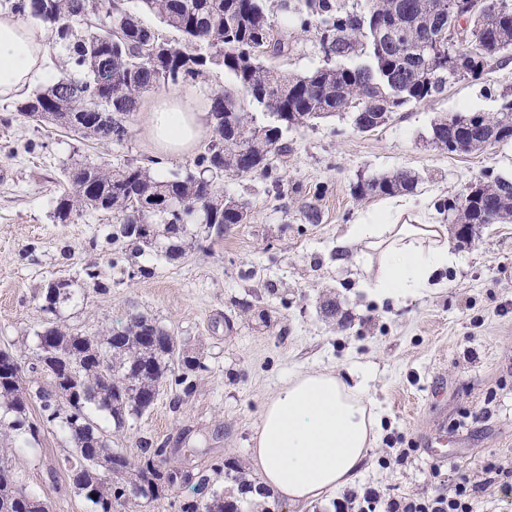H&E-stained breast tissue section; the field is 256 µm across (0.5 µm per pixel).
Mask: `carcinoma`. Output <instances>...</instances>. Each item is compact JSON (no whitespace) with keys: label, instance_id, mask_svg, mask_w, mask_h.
Wrapping results in <instances>:
<instances>
[{"label":"carcinoma","instance_id":"cac0c4a2","mask_svg":"<svg viewBox=\"0 0 512 512\" xmlns=\"http://www.w3.org/2000/svg\"><path fill=\"white\" fill-rule=\"evenodd\" d=\"M131 11L113 0H8L9 9L39 20L51 32L49 48L67 55L71 67L44 89L15 105L18 115L56 124L72 136L99 144H118L144 93L188 85L215 67L232 73L235 84L213 92L209 101L211 136L184 169L169 175L153 171L154 161L114 166L105 158L77 163L64 173L54 217L69 224L89 214L112 216L119 236L137 244L136 253L167 259L185 254L192 227L218 231L249 220L247 206L224 194V174L268 169L270 157L290 151L286 133L336 115L351 114L354 129L370 132L411 104L442 95L451 82L479 80L494 64L512 59V15L494 11L468 20L465 39L428 45V34L448 24L443 0H370L347 7L341 0H299L297 21L314 29L336 63L295 74L271 64L265 47L275 42L288 55V36L274 24L268 0H138ZM156 17L180 39L160 42L142 14ZM266 109L276 122L259 124L248 105ZM112 112V129L96 121L101 108ZM512 141V98L496 115L458 112L432 125L431 142L455 154H469ZM420 176L398 169L360 180V199L414 192ZM448 223L473 234L487 224L512 223V179L483 175L448 201ZM140 224L153 225L152 235ZM95 292L107 288L98 263L83 269ZM71 281L50 280L39 302L42 327L27 365L21 355L0 350V512H47L35 493L19 486L8 467V451L39 441L30 421L39 406L75 445L69 460L74 487L93 512H114L132 489L151 501L165 497L179 482H195L197 498L181 512H242L236 498L209 489L207 476L189 473L167 443L143 441L131 460L110 447L94 417L104 412L116 428L154 405L167 380L193 390L192 377L203 367L199 352L179 343L167 329L132 309L116 327L83 334L60 324L58 308L70 299ZM32 374L29 380L25 373Z\"/></svg>","mask_w":512,"mask_h":512}]
</instances>
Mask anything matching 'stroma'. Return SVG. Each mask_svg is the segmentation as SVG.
<instances>
[{
    "instance_id": "35a3bbf8",
    "label": "stroma",
    "mask_w": 512,
    "mask_h": 512,
    "mask_svg": "<svg viewBox=\"0 0 512 512\" xmlns=\"http://www.w3.org/2000/svg\"><path fill=\"white\" fill-rule=\"evenodd\" d=\"M277 29L291 49L279 66L304 73L325 61L315 31L301 30L281 10ZM512 93V61L481 80H461L430 102L409 105L374 131L354 129L336 116L287 134L291 151L273 158L268 175H225L227 195L247 204L250 219L206 244L186 240L183 257L142 255L108 269L111 288L79 292L62 303L60 322L91 334L117 324L130 308L147 313L176 340L196 349L203 367L191 394L170 385L153 407L123 429L104 428L112 447L140 455L142 440L166 441L180 459L208 476L213 489L233 491L225 464L254 480L252 438L265 402L293 375L366 369L367 396L382 411L379 441L351 488L382 496L427 497L450 490L459 475L478 490L473 512H512V494L488 464L512 472V223L491 224L463 238L444 206L475 178L512 177V142L470 154L435 148L431 127L443 115L492 116ZM160 92L143 94L120 145L92 144L57 127L19 117L0 99V349L30 350L47 281L78 277L86 264L124 253L117 226L90 215L58 223L54 201L61 171L105 157L113 164L154 157L144 120ZM410 169L423 176L412 198L425 217L448 227L457 261L436 273L430 292L402 304L377 303L364 289L363 247L349 263L336 261V244L362 215L385 198L360 199L357 181ZM318 214L308 222L305 209ZM145 265V277H129ZM335 317L323 314L325 299ZM37 444L9 451V466L50 512H93L69 479L70 440L44 423ZM441 485L430 478L435 453Z\"/></svg>"
}]
</instances>
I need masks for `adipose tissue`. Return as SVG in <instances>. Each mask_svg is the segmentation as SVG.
Instances as JSON below:
<instances>
[{
    "instance_id": "obj_1",
    "label": "adipose tissue",
    "mask_w": 512,
    "mask_h": 512,
    "mask_svg": "<svg viewBox=\"0 0 512 512\" xmlns=\"http://www.w3.org/2000/svg\"><path fill=\"white\" fill-rule=\"evenodd\" d=\"M47 28L0 11V98L19 97L45 71ZM206 115L188 96L173 91L151 108L145 130L160 159L187 152L205 131ZM412 208L398 198L352 225L339 252L363 242L379 254L368 283L378 301L401 303L428 291L439 269L454 256L443 225L402 216ZM378 439V412L365 383L348 385L332 371L304 372L284 384L263 407L253 439V466L260 488L254 502L275 495L292 503L322 502L329 492L352 484Z\"/></svg>"
}]
</instances>
